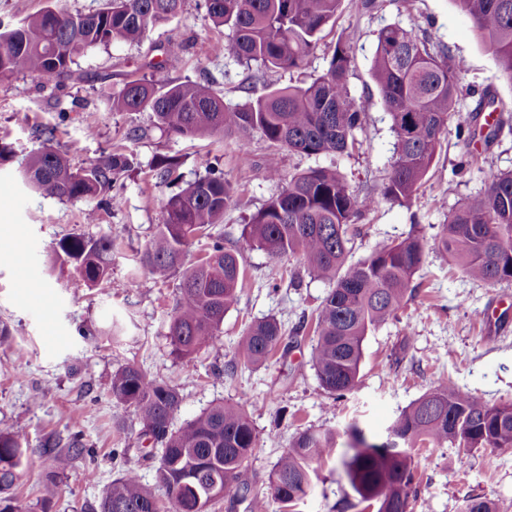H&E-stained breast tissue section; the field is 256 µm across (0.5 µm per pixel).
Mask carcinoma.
<instances>
[{
    "label": "carcinoma",
    "instance_id": "obj_1",
    "mask_svg": "<svg viewBox=\"0 0 512 512\" xmlns=\"http://www.w3.org/2000/svg\"><path fill=\"white\" fill-rule=\"evenodd\" d=\"M342 0H203L212 23L233 33L230 50L264 70L300 67L315 50L323 27L335 18ZM469 18L502 76L512 82V0H455ZM183 0H105L102 8L73 14L55 5L0 30V80L33 75L45 84L74 76L76 59L112 40L140 42L159 23L176 16ZM164 69L183 52L171 39L160 46ZM350 46L338 42L329 66L306 87L272 90L238 106L224 104L207 81L134 79L112 92L114 112H150L157 128L177 138L237 135L241 147L254 135L307 156L341 154L361 141L365 112L349 93ZM464 64L451 50L431 47L426 32L390 24L376 34L371 75L390 118L394 161L380 194L359 195L335 167L295 174L251 217L242 231L247 246L278 262L296 257L310 277L332 284L316 316L312 366L321 388L333 399L357 385L368 333L395 316L425 256L426 243L411 233L399 242L377 246L364 259L349 261L352 226L379 201L412 199L442 147L450 123L458 139L470 144L483 134L495 136L499 117L488 130L477 126V112H495V95L484 90L478 111L459 108ZM134 159L120 152L102 155L75 169L68 155L43 146L29 155L22 181L37 192L67 200L110 195L121 203L119 178ZM176 159L155 160L165 182ZM238 198L224 173L214 168L168 198L164 222L146 243L140 262L165 278L182 272L169 316L171 355L190 373L198 353L217 340L224 316L239 300L241 254L224 249L217 238L199 263L184 267L192 241L210 235L224 211ZM434 246L471 280L496 285L512 282V172L492 173L484 188L448 214ZM115 241L73 234L59 240L55 253L73 265L89 284L108 277ZM280 323L269 318L251 324L237 356L261 365L283 345ZM112 399L133 407L140 438L151 443L142 455L154 461V486L126 469L92 507V512H210L226 496L247 489L242 482L259 435L242 402L217 403L183 425L174 426L181 404L178 389L151 378L140 366L126 364L113 375ZM457 449L464 461L474 449L512 450V402L490 406L442 381L406 407L386 428L385 437L357 423L341 429H306L289 443L274 464L266 491L249 502L250 512H269L302 500L317 476L316 465L336 459L354 498L376 512H413L417 502L412 449L421 445ZM85 445L78 435L66 445L52 433L40 453L52 461L43 480L42 512H51L57 478ZM26 449L20 438L0 430V512H25L12 490ZM162 489L165 499L155 495Z\"/></svg>",
    "mask_w": 512,
    "mask_h": 512
}]
</instances>
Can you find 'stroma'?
I'll use <instances>...</instances> for the list:
<instances>
[{"instance_id": "35a3bbf8", "label": "stroma", "mask_w": 512, "mask_h": 512, "mask_svg": "<svg viewBox=\"0 0 512 512\" xmlns=\"http://www.w3.org/2000/svg\"><path fill=\"white\" fill-rule=\"evenodd\" d=\"M393 23L426 29L433 42L465 60L462 110L473 109L479 92L488 87L512 111V83L502 77L495 57L452 0H377L370 11L361 10L359 0H343L304 64L276 71L259 70L228 50L213 52L215 42L231 45V31L215 28L200 0H185L182 12L144 41L114 40L78 58L79 79L57 86L30 75L0 81V139L15 150L0 166V324L11 332L9 344L0 346V430L18 434L27 449L28 463L14 493L30 512H41V484L52 468L39 452L50 432L64 440L81 433L88 448L60 475L52 512H86L128 468L152 483L153 465L137 452L136 414L109 393L114 372L128 363L178 388L180 424L212 404L246 401L260 434L244 475L253 494L265 490L270 470L299 432L356 422L366 431L383 433L440 380L490 405L512 401V283L489 286L470 280L449 258L427 250L406 303L366 337L356 387L335 401L320 387L312 367L315 336L298 328L300 321L315 316L329 283L307 276L296 258L272 262L241 238L251 216L293 174L334 165L356 193L381 185L391 170L394 138L370 67L377 31ZM170 38L185 40L187 48L173 67L157 73V80L209 81L231 106L246 101L249 86L259 94L306 86L326 71L337 41L347 42L350 94L366 112L361 146L336 156H306L256 136L243 151L232 133L175 138L155 127L152 113L111 111L113 91L123 80L147 75V62L159 59V45ZM46 128L54 129L53 146L67 151L77 168L116 149L134 156L135 168L121 179L119 207L98 211L91 224L85 217L88 202L43 197L20 181L18 174L30 152L41 147L40 133ZM135 128L144 131L137 140L129 135ZM464 150L455 134H447L409 202L383 201L368 211L354 226L351 261L413 232L432 242L449 211L483 187L487 172L512 171L510 129L501 131L477 169L458 170ZM160 155L177 159L175 180H156L153 165ZM272 161L280 179L268 175ZM209 164L223 169L237 192V205L225 211L216 229L226 249L243 255L244 287L238 305L224 317L218 344L198 354L195 372L188 376L165 336L180 276L152 274L140 254L164 221L168 197L204 174ZM71 234L116 240L112 269L102 284H87L71 264L56 260L57 242ZM269 317L294 335L287 353L259 366L237 363L238 343L247 328ZM415 481L424 512H463L470 496L492 501L497 512H512V451L479 449L460 462L453 448H423ZM352 497L341 469L329 461L319 467L308 496L271 512H341Z\"/></svg>"}]
</instances>
